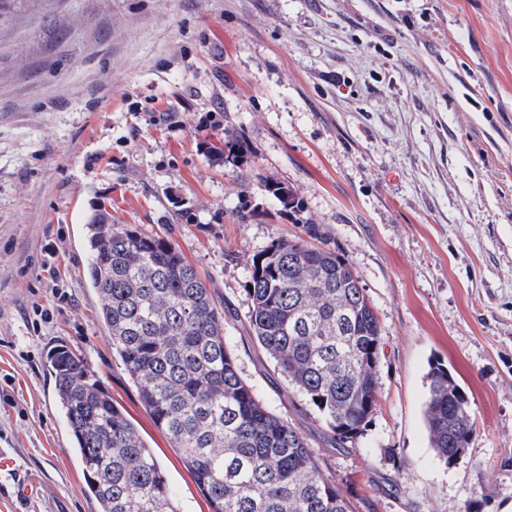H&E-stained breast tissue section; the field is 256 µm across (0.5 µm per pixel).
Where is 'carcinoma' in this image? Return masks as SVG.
<instances>
[{
	"label": "carcinoma",
	"instance_id": "cac0c4a2",
	"mask_svg": "<svg viewBox=\"0 0 512 512\" xmlns=\"http://www.w3.org/2000/svg\"><path fill=\"white\" fill-rule=\"evenodd\" d=\"M87 229V277L112 352L155 425L191 470L211 512H355L306 440L245 380L224 314L173 244L102 213ZM246 320L257 345L325 422L357 443L377 405L381 328L345 258L303 238L279 239L248 262ZM57 403L98 512H179L165 470L95 371L52 351ZM423 419L446 465L476 432L448 368L428 363Z\"/></svg>",
	"mask_w": 512,
	"mask_h": 512
}]
</instances>
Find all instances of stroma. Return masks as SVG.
Masks as SVG:
<instances>
[{"label":"stroma","mask_w":512,"mask_h":512,"mask_svg":"<svg viewBox=\"0 0 512 512\" xmlns=\"http://www.w3.org/2000/svg\"><path fill=\"white\" fill-rule=\"evenodd\" d=\"M208 112L223 131L199 130ZM102 209L181 250L243 376L358 512H512V0H15L0 16V512H96L55 402L60 346L181 512H210L98 320L84 235ZM311 224L381 327L361 449L334 447L246 327L247 260ZM37 303L54 317L35 332ZM433 357L476 419L452 465L423 423Z\"/></svg>","instance_id":"1"}]
</instances>
